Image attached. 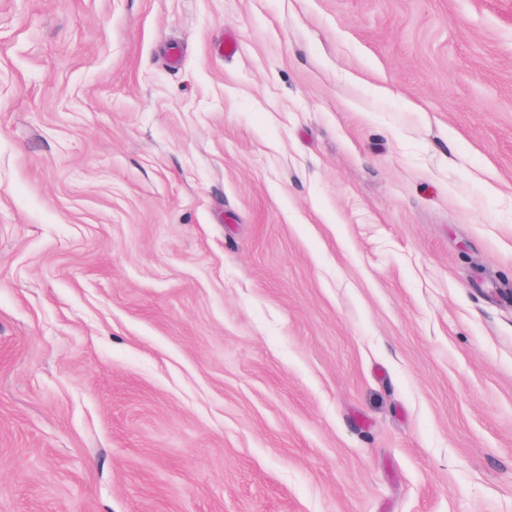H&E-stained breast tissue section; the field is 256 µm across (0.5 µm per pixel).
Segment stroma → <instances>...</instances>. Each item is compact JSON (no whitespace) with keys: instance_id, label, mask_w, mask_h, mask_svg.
Masks as SVG:
<instances>
[{"instance_id":"35a3bbf8","label":"stroma","mask_w":512,"mask_h":512,"mask_svg":"<svg viewBox=\"0 0 512 512\" xmlns=\"http://www.w3.org/2000/svg\"><path fill=\"white\" fill-rule=\"evenodd\" d=\"M0 512H512V0H0Z\"/></svg>"}]
</instances>
